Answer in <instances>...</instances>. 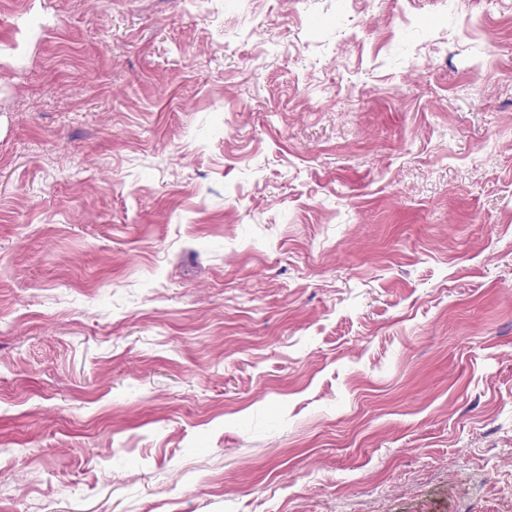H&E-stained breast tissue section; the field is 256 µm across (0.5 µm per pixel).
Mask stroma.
I'll use <instances>...</instances> for the list:
<instances>
[{
	"instance_id": "1",
	"label": "stroma",
	"mask_w": 512,
	"mask_h": 512,
	"mask_svg": "<svg viewBox=\"0 0 512 512\" xmlns=\"http://www.w3.org/2000/svg\"><path fill=\"white\" fill-rule=\"evenodd\" d=\"M0 512H512V0H0Z\"/></svg>"
}]
</instances>
